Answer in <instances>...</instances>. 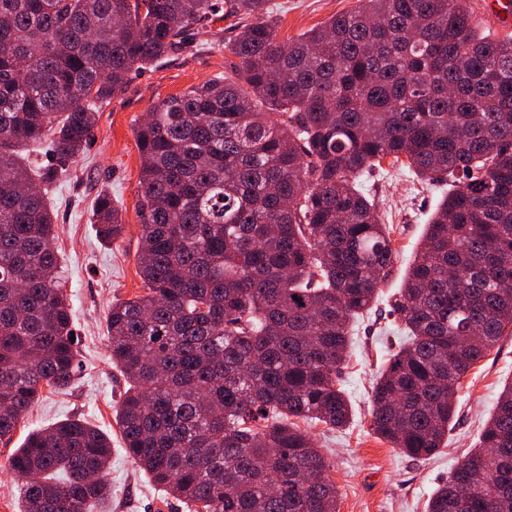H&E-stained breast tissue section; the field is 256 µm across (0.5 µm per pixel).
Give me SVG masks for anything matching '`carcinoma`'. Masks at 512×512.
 I'll list each match as a JSON object with an SVG mask.
<instances>
[{
  "label": "carcinoma",
  "instance_id": "carcinoma-1",
  "mask_svg": "<svg viewBox=\"0 0 512 512\" xmlns=\"http://www.w3.org/2000/svg\"><path fill=\"white\" fill-rule=\"evenodd\" d=\"M295 40L271 0H0V440L80 370L47 188L93 103L237 20L239 66L155 105L136 132L145 293L112 303L115 417L140 470L196 512H336L329 463L294 422L343 429L350 322L391 277L393 225L363 182L400 165L457 182L392 303L406 339L372 389L371 428L406 456L441 448L463 378L512 327V37L468 0H361ZM45 141L33 170L20 144ZM101 237L124 224L108 194ZM112 440L82 419L9 460L22 512H93ZM427 512H512V383ZM470 12L479 24V32L488 40L502 41L512 35V19L509 24H502L490 12L488 2L495 0H468Z\"/></svg>",
  "mask_w": 512,
  "mask_h": 512
}]
</instances>
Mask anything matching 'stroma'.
Masks as SVG:
<instances>
[{
	"mask_svg": "<svg viewBox=\"0 0 512 512\" xmlns=\"http://www.w3.org/2000/svg\"><path fill=\"white\" fill-rule=\"evenodd\" d=\"M272 2L278 8L277 37L282 41L296 39L331 16L359 7V0ZM234 35L233 22H218L196 34L192 50L131 71L125 87L99 105L92 139L84 155L71 163L70 178L48 189L56 226L54 247L73 312L82 368L68 390L44 394L11 441H0V512L22 510L21 483L9 468L15 448L30 431L74 416L112 438L108 475L112 498L106 512H189L140 471L123 448L115 406L127 384L112 364L107 314L112 302L143 292L137 268L141 165L136 128L154 105L231 72L234 57L224 42ZM364 187L374 196L385 223L395 229V267L372 310L352 324L351 356L342 373L354 411L351 428L338 432L319 424L309 427L308 433L330 463L337 512H426L429 497L447 480L458 458L475 448L501 388L512 381V335L503 336L463 379L456 395V416L435 457L412 459L378 438L370 428L371 387L403 336L390 302L422 242L428 218L449 186L424 183L408 172L389 168ZM104 192L111 194L125 226L123 236L111 242L101 239L92 220L95 200Z\"/></svg>",
	"mask_w": 512,
	"mask_h": 512,
	"instance_id": "obj_1",
	"label": "stroma"
}]
</instances>
